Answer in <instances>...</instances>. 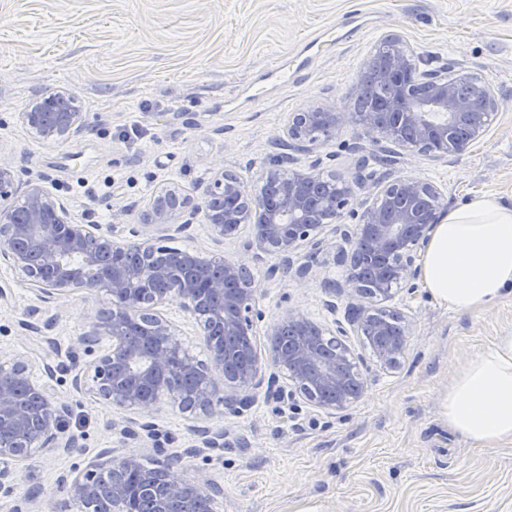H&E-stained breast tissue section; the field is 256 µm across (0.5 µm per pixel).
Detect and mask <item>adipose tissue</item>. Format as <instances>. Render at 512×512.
<instances>
[{"label":"adipose tissue","mask_w":512,"mask_h":512,"mask_svg":"<svg viewBox=\"0 0 512 512\" xmlns=\"http://www.w3.org/2000/svg\"><path fill=\"white\" fill-rule=\"evenodd\" d=\"M421 278L434 300L454 310L512 295V207L477 196L449 211L422 256ZM441 418L474 446L512 444V336L453 377Z\"/></svg>","instance_id":"obj_1"}]
</instances>
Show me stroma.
<instances>
[{
    "label": "stroma",
    "mask_w": 512,
    "mask_h": 512,
    "mask_svg": "<svg viewBox=\"0 0 512 512\" xmlns=\"http://www.w3.org/2000/svg\"><path fill=\"white\" fill-rule=\"evenodd\" d=\"M391 34L420 52L421 69L488 80L499 109L487 135L445 160L417 152L389 160L385 140L351 122L316 154H296V168L317 157L323 175L357 178L365 186L352 203L359 213L378 188L409 176L441 188L449 210L477 194L512 205V0H0V159L16 185L40 183L74 222L119 230L136 223L164 182L196 197L221 167L256 189L288 115L343 108L375 45ZM316 35L322 45L305 52ZM290 60L298 69L285 85L271 67ZM62 88L75 94L83 129L49 142L19 114ZM248 239L244 232L215 243L199 219L170 244L246 262L263 312L254 327L260 348L291 308L321 324L345 320V301L328 307L324 284L343 281L348 264L307 248L298 260L313 274L298 280L276 253L252 258ZM0 291V351L28 360L37 379L52 378L71 400L63 431L76 440L67 455L33 454L0 512H53L64 497L57 477L102 448L141 461L166 451L172 475L200 473L221 486L217 512H512V446L474 447L440 416L453 375L512 336L511 298L457 312L424 288L394 290L386 306L411 319L414 334L393 369L352 340L368 386L348 410L329 415L302 403L283 413L261 397L239 414L218 404L207 416L165 403L154 440L139 443L113 425L106 404L70 385L85 361L74 342L109 308L108 297L46 296L4 262ZM163 312L195 362L209 365L196 320L176 301ZM224 424L223 449L185 457L196 428Z\"/></svg>",
    "instance_id": "35a3bbf8"
}]
</instances>
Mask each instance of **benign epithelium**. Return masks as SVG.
<instances>
[{
    "instance_id": "7a95c632",
    "label": "benign epithelium",
    "mask_w": 512,
    "mask_h": 512,
    "mask_svg": "<svg viewBox=\"0 0 512 512\" xmlns=\"http://www.w3.org/2000/svg\"><path fill=\"white\" fill-rule=\"evenodd\" d=\"M393 50L376 80L388 86V110L396 123L380 129L372 115L361 125L376 133L399 151L426 152L431 159L461 153L484 137L498 102L483 77L468 72L453 76L419 68V54L406 41L392 36ZM427 88L417 98L410 86ZM75 95L61 89L30 104L21 122L46 141H64L82 129V113ZM355 115L334 108L315 107L297 112L276 137L291 140L301 151L324 146ZM320 161L306 171L284 162L267 170L263 184L272 188L280 205L271 207L266 198L250 190L236 176L218 171L201 197L194 199L170 184L159 185L128 232L99 224L73 222L64 204L40 183L27 182L23 190L14 186V172L0 160V260L27 275L43 294L63 295L75 288L103 293L111 308L95 316L88 334L77 339L87 360L72 378L76 390L91 387L114 409L124 414L122 422L140 416L137 424L152 430V414L165 399L181 410L210 413L214 403L231 410L254 403L263 387L282 406L303 402L318 412L336 414L358 400L367 378L351 355L346 339L366 335L372 319L385 311L382 303L392 297V287L403 283L415 289L418 264L436 224L443 217L439 189L419 180L398 179L380 192L357 224H344L352 198L360 183L335 176L326 184V216L321 223L308 221L316 172ZM202 218L217 242L249 229L247 249L275 252L288 266L306 247L326 251L347 260L366 247L370 255L383 258L389 271L377 276L369 292L358 273L326 285L330 294L345 297L346 322L331 325L313 322L303 312L290 309L270 328V347L261 360L254 341V324L262 318L257 306L258 289L245 278L246 263L222 257L205 258L198 253L164 251L163 262L145 264L128 260L161 249L159 243L188 230ZM335 221L332 234L326 224ZM201 318L203 335L210 349L212 370L200 368L183 356L182 342L173 324L158 310L172 299ZM147 315L149 339L139 341L128 330L132 318ZM374 323V322H372ZM402 336L387 337L386 323H374L381 343L374 350L377 361L392 368L412 336L411 322L401 319ZM282 372L265 379L263 365ZM71 411L68 401L57 395L53 385L36 379L26 360L4 358L0 353V497L13 492L18 478L15 465L32 452L68 454L75 441L59 436L58 429ZM203 448L224 447V429L200 430ZM130 453L102 449L85 470L75 476L64 474L58 482L66 490V506L81 503L97 512H120L129 488L122 474L137 469ZM112 483L104 488L102 474ZM166 486L153 500L145 501L144 512H183L186 499L212 504L221 490L209 478L165 476Z\"/></svg>"
}]
</instances>
